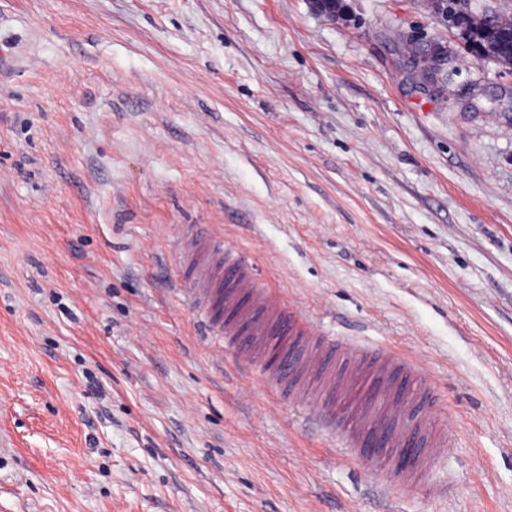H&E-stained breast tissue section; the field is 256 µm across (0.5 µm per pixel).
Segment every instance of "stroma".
Returning a JSON list of instances; mask_svg holds the SVG:
<instances>
[{
  "mask_svg": "<svg viewBox=\"0 0 512 512\" xmlns=\"http://www.w3.org/2000/svg\"><path fill=\"white\" fill-rule=\"evenodd\" d=\"M346 4L0 0V512H512V73L427 0ZM185 224L421 368L447 498L233 367L173 285Z\"/></svg>",
  "mask_w": 512,
  "mask_h": 512,
  "instance_id": "obj_1",
  "label": "stroma"
}]
</instances>
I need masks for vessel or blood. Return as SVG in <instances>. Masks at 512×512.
<instances>
[{"mask_svg": "<svg viewBox=\"0 0 512 512\" xmlns=\"http://www.w3.org/2000/svg\"><path fill=\"white\" fill-rule=\"evenodd\" d=\"M181 238L180 284L215 331L229 336L234 363L308 404L346 447H356L359 432L379 437L382 471L402 485L421 483L448 433L435 424L437 399L417 366L379 347L339 345L258 285L246 251L224 247L200 225L183 226ZM411 438L418 448L407 464L401 450Z\"/></svg>", "mask_w": 512, "mask_h": 512, "instance_id": "obj_1", "label": "vessel or blood"}]
</instances>
